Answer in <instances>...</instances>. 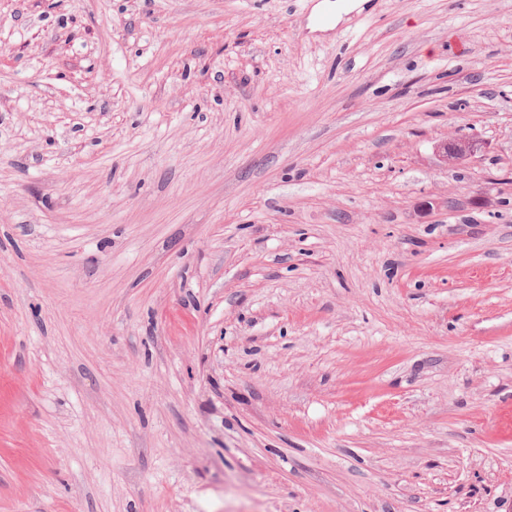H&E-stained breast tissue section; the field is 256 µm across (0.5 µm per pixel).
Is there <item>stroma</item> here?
I'll return each mask as SVG.
<instances>
[{
	"label": "stroma",
	"mask_w": 512,
	"mask_h": 512,
	"mask_svg": "<svg viewBox=\"0 0 512 512\" xmlns=\"http://www.w3.org/2000/svg\"><path fill=\"white\" fill-rule=\"evenodd\" d=\"M317 2L0 0V512H512V0Z\"/></svg>",
	"instance_id": "stroma-1"
}]
</instances>
